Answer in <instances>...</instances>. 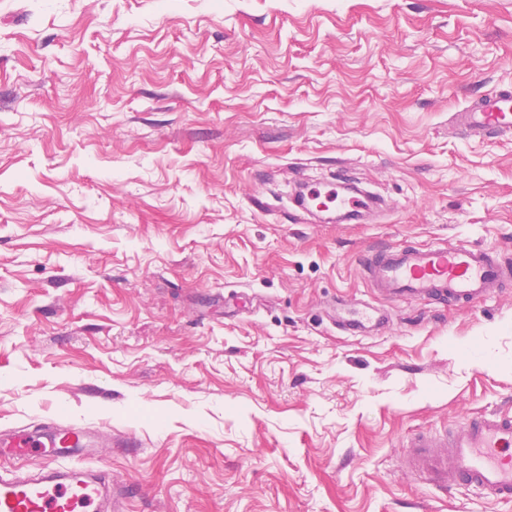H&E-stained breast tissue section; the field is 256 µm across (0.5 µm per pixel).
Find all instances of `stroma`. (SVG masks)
I'll return each instance as SVG.
<instances>
[{"instance_id": "obj_1", "label": "stroma", "mask_w": 512, "mask_h": 512, "mask_svg": "<svg viewBox=\"0 0 512 512\" xmlns=\"http://www.w3.org/2000/svg\"><path fill=\"white\" fill-rule=\"evenodd\" d=\"M508 85L512 0H0V429L113 431L125 512H512L407 447L512 413V284L390 301L359 270L512 257V135L453 119ZM342 170L377 209L292 210ZM386 322L387 316L369 306L347 307L339 320L340 326L350 333L367 332L384 326Z\"/></svg>"}]
</instances>
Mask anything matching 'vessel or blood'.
<instances>
[{"mask_svg":"<svg viewBox=\"0 0 512 512\" xmlns=\"http://www.w3.org/2000/svg\"><path fill=\"white\" fill-rule=\"evenodd\" d=\"M472 132L493 139L512 132V88L477 101L463 113ZM364 279L383 298L458 304L494 293L512 281V260L464 242L423 247L395 246L365 256ZM378 309L350 306L339 323L351 333L384 326ZM111 436H100L83 421L46 419L37 429L0 432V447L18 456H43L38 474H0V512H119L125 497L111 475L88 465ZM411 464L426 480L440 485L466 484L496 501L512 502V414L483 413L443 434L419 432L408 441Z\"/></svg>","mask_w":512,"mask_h":512,"instance_id":"b4317fda","label":"vessel or blood"}]
</instances>
